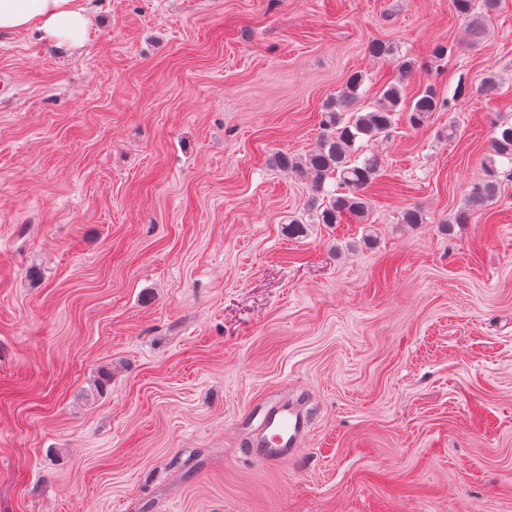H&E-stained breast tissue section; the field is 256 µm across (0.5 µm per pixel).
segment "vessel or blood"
<instances>
[{
	"mask_svg": "<svg viewBox=\"0 0 512 512\" xmlns=\"http://www.w3.org/2000/svg\"><path fill=\"white\" fill-rule=\"evenodd\" d=\"M257 432L248 440L244 453L261 463H275L301 452L311 429V418L293 401L279 400L259 413Z\"/></svg>",
	"mask_w": 512,
	"mask_h": 512,
	"instance_id": "obj_1",
	"label": "vessel or blood"
}]
</instances>
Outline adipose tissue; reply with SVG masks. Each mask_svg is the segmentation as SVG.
I'll list each match as a JSON object with an SVG mask.
<instances>
[{
	"label": "adipose tissue",
	"mask_w": 512,
	"mask_h": 512,
	"mask_svg": "<svg viewBox=\"0 0 512 512\" xmlns=\"http://www.w3.org/2000/svg\"><path fill=\"white\" fill-rule=\"evenodd\" d=\"M92 20L80 0H0V34L39 31L58 48L81 43Z\"/></svg>",
	"instance_id": "adipose-tissue-1"
}]
</instances>
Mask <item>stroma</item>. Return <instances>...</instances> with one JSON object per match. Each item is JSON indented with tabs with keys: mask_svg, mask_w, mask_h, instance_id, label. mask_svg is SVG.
<instances>
[{
	"mask_svg": "<svg viewBox=\"0 0 512 512\" xmlns=\"http://www.w3.org/2000/svg\"><path fill=\"white\" fill-rule=\"evenodd\" d=\"M82 5L71 50L0 35V512H512V163L443 229L512 125V0L476 45L453 0ZM375 40L446 105L359 148L366 224L294 234L274 159L379 98ZM289 398L303 451L246 458ZM495 157L504 158L512 162V126L503 127L492 139L491 154L485 163L488 175L481 182L475 183L468 194L467 208L454 216L452 223L444 224L446 231H451L452 224L466 223L468 211L481 210L490 204L498 193L496 180Z\"/></svg>",
	"mask_w": 512,
	"mask_h": 512,
	"instance_id": "35a3bbf8",
	"label": "stroma"
}]
</instances>
